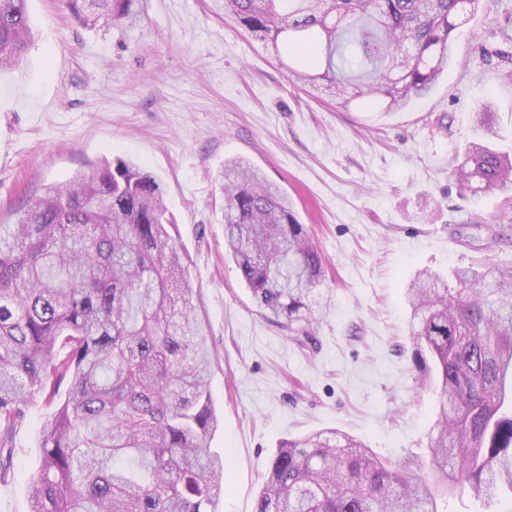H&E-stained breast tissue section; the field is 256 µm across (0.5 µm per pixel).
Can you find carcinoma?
Wrapping results in <instances>:
<instances>
[{"instance_id":"carcinoma-1","label":"carcinoma","mask_w":512,"mask_h":512,"mask_svg":"<svg viewBox=\"0 0 512 512\" xmlns=\"http://www.w3.org/2000/svg\"><path fill=\"white\" fill-rule=\"evenodd\" d=\"M138 0H66L90 27L140 18ZM482 0H224L253 36L303 64L288 80L385 112L425 97L452 58L453 32ZM26 0H0V70L27 62ZM461 190L501 192L512 154L471 141L453 168ZM224 246L258 306L309 337L321 253L279 188L242 160L224 165ZM160 183L106 160L19 205L0 224V454L38 393L63 402L43 422L31 512H212L224 458L210 449L211 351L194 314ZM412 359L434 385L430 471L381 460L334 433L283 442L255 512H439L433 489L464 485L512 501V263L427 269L405 289Z\"/></svg>"}]
</instances>
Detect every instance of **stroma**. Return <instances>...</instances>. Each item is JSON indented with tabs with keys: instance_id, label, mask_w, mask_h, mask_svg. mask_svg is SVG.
<instances>
[{
	"instance_id": "1",
	"label": "stroma",
	"mask_w": 512,
	"mask_h": 512,
	"mask_svg": "<svg viewBox=\"0 0 512 512\" xmlns=\"http://www.w3.org/2000/svg\"><path fill=\"white\" fill-rule=\"evenodd\" d=\"M27 7L28 63L0 71V224L104 159L160 181L213 353L211 449L227 473L215 512H253L281 442L309 433L341 431L426 473L437 399L417 386L404 290L423 268L512 262L502 194H462L451 174L483 104L512 153V44L489 62L479 51L512 0L468 16L432 91L398 112L291 86L284 47L255 40L221 0H141L135 26L109 28L82 25L63 0ZM236 159L281 188L322 254L308 345L264 315L224 251L218 176ZM55 408L42 393L31 403L0 512H30Z\"/></svg>"
}]
</instances>
